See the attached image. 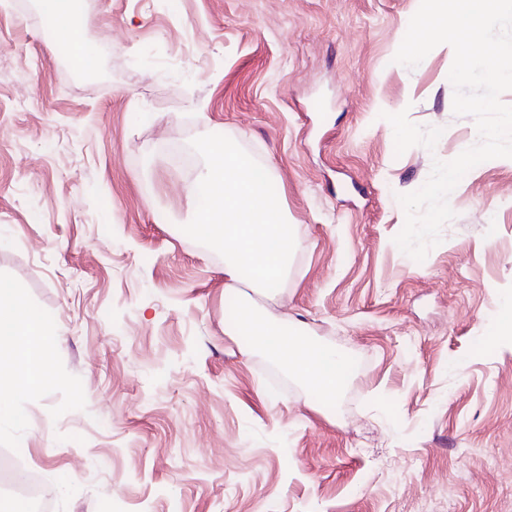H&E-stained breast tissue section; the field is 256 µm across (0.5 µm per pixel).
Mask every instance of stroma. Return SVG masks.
Instances as JSON below:
<instances>
[{
	"mask_svg": "<svg viewBox=\"0 0 512 512\" xmlns=\"http://www.w3.org/2000/svg\"><path fill=\"white\" fill-rule=\"evenodd\" d=\"M418 0H84L88 81L37 0H0V280L53 327L0 426L56 512H512V159L483 162L424 261L397 197L471 147L451 46L394 56ZM230 137L298 247L248 301L358 361L337 409L232 335L224 260L181 230Z\"/></svg>",
	"mask_w": 512,
	"mask_h": 512,
	"instance_id": "1",
	"label": "stroma"
}]
</instances>
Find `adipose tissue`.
<instances>
[{
    "instance_id": "adipose-tissue-1",
    "label": "adipose tissue",
    "mask_w": 512,
    "mask_h": 512,
    "mask_svg": "<svg viewBox=\"0 0 512 512\" xmlns=\"http://www.w3.org/2000/svg\"><path fill=\"white\" fill-rule=\"evenodd\" d=\"M43 15L57 30L70 55L88 67L97 64L95 47L75 37L72 24L80 0H40ZM51 326L44 314L28 304L12 285L0 281V422L19 423L24 413L15 398L40 390L47 377L46 338Z\"/></svg>"
}]
</instances>
